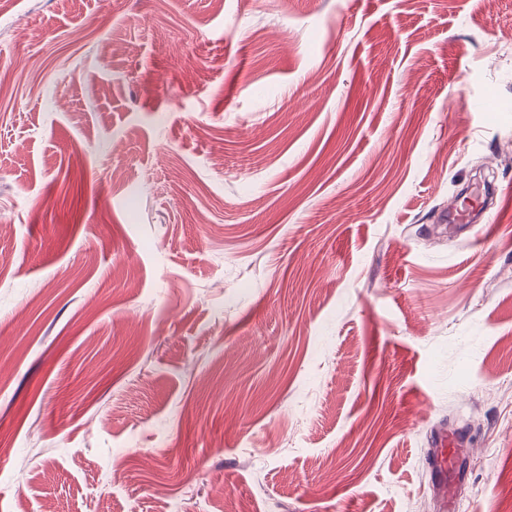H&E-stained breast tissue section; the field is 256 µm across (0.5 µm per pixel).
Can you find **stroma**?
<instances>
[{
    "instance_id": "1",
    "label": "stroma",
    "mask_w": 512,
    "mask_h": 512,
    "mask_svg": "<svg viewBox=\"0 0 512 512\" xmlns=\"http://www.w3.org/2000/svg\"><path fill=\"white\" fill-rule=\"evenodd\" d=\"M479 171L512 0H0V512H512ZM478 195H480L482 201L478 207H467L462 202L460 205L450 206L448 208V216L444 219L445 222L451 227H457V224H489V214L490 211L488 207H486L483 202L485 198H493L496 197L498 191L494 187H485L480 191H476ZM437 448H447L448 454L446 457H433L430 465L435 472L436 481L441 487V490L447 496L443 498L442 510L448 512H454V487L467 478V472L461 471L457 466L456 452L457 448H460L464 444V438L460 433H447V430L438 432L434 436Z\"/></svg>"
}]
</instances>
